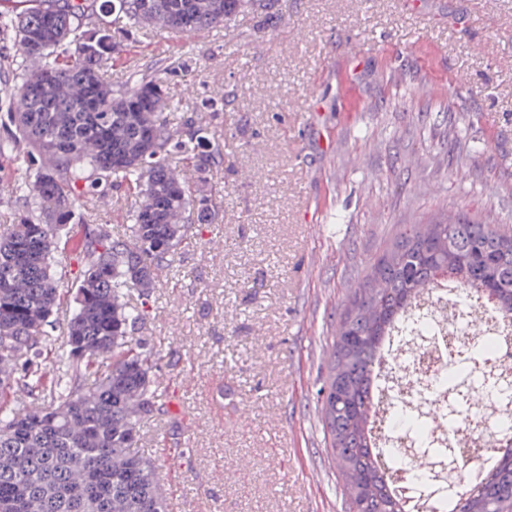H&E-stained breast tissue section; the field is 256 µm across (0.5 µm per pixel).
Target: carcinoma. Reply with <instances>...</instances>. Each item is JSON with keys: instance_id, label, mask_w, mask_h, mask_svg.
<instances>
[{"instance_id": "carcinoma-1", "label": "carcinoma", "mask_w": 512, "mask_h": 512, "mask_svg": "<svg viewBox=\"0 0 512 512\" xmlns=\"http://www.w3.org/2000/svg\"><path fill=\"white\" fill-rule=\"evenodd\" d=\"M94 2L37 0L14 16L0 11L20 58L43 60L20 69L11 89L16 111L0 117V157L43 159L34 179L11 186L30 214L0 226V393L17 392L15 403L0 405V507L11 512H166L156 467L136 451L157 398L151 374L160 352L132 336L149 311L130 304L128 293L149 294L164 264L191 242L193 225L212 223L217 208L216 194L199 188L223 155L209 126L195 116L168 121L179 104L160 73L131 74L112 87L104 62L120 43L97 27L77 30ZM142 2L112 0V25L190 35L263 8V0H148L147 9ZM121 186L139 198L128 239L84 224L80 252L69 256L78 202ZM63 259L76 285L55 351L48 329L57 323ZM444 274L480 307L512 319V230L464 210L408 224L353 292L319 392L327 447L350 488L346 512H406L385 472L402 458L390 449L382 462L372 434L376 365L397 323ZM409 328L415 339L438 324L422 313ZM493 359L491 350L472 348L435 382L465 392L482 386L511 403V381H485ZM394 407L410 438L440 417L453 425L465 411L459 401L452 413L408 414L398 397ZM493 456L468 479L460 467L447 492L433 497V512H512V438Z\"/></svg>"}]
</instances>
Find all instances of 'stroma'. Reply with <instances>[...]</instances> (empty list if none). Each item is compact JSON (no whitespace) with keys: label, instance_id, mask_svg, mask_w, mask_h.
Returning a JSON list of instances; mask_svg holds the SVG:
<instances>
[{"label":"stroma","instance_id":"stroma-1","mask_svg":"<svg viewBox=\"0 0 512 512\" xmlns=\"http://www.w3.org/2000/svg\"><path fill=\"white\" fill-rule=\"evenodd\" d=\"M159 66L174 122L223 98L226 193L129 294L162 351L138 452L162 475L159 448L180 449L168 512H345L318 391L347 297L419 218L512 225V0H268L191 36L140 28L108 71ZM26 168L0 163V224L26 213L7 192ZM132 202L81 213L123 239Z\"/></svg>","mask_w":512,"mask_h":512}]
</instances>
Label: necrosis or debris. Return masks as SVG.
<instances>
[{"instance_id": "4bbe7bcc", "label": "necrosis or debris", "mask_w": 512, "mask_h": 512, "mask_svg": "<svg viewBox=\"0 0 512 512\" xmlns=\"http://www.w3.org/2000/svg\"><path fill=\"white\" fill-rule=\"evenodd\" d=\"M431 311L448 315L455 324L454 331L443 328L409 345L392 338L385 346L387 366L400 368L402 398L406 404H413L422 397L431 408L440 409L447 400V393L435 388V376L447 372L450 361L456 359L461 350L489 339L495 343L496 374L512 379L511 322L476 307H465L462 290L450 285L436 290L431 298ZM464 401L467 411L456 427L438 421L430 427L428 435L447 441L450 459L465 457L471 463L483 465L488 462L487 450L498 435L504 431L512 433V410L491 420L483 412L484 396L472 391Z\"/></svg>"}]
</instances>
